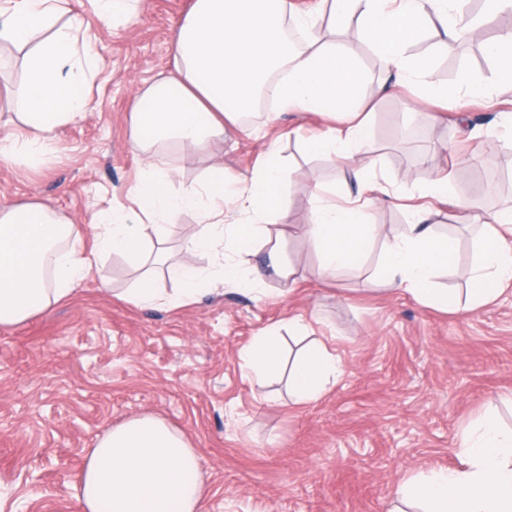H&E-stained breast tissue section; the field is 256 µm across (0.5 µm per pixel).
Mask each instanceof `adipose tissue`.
Returning <instances> with one entry per match:
<instances>
[{"label":"adipose tissue","instance_id":"ef3b65f1","mask_svg":"<svg viewBox=\"0 0 512 512\" xmlns=\"http://www.w3.org/2000/svg\"><path fill=\"white\" fill-rule=\"evenodd\" d=\"M321 15L337 32L356 30L382 66L396 67L404 82L425 97L453 100L463 109L473 98H489V88L473 80L451 89L438 81L427 57L410 53L415 36L434 31L436 52L453 50L461 0H320ZM69 0H5L0 5V39L24 50L26 81L17 120L0 124V161L42 162L59 130L84 117L91 106L88 75L97 57L69 30H53L69 10ZM306 30L303 48L288 42L289 27ZM312 18L290 9L288 0H194L174 31L173 71L140 89L130 114L129 144L145 163L133 189L137 207L101 211L94 224H75L39 202H0V327L20 324L67 298L103 255L132 261L139 275L126 301L142 308L166 305L159 275L178 283L176 303L196 301L210 285L231 284L256 291L257 266L242 256L258 255L267 219L280 210L284 166L268 150L250 179L225 180L216 167L202 182L171 188L163 165L173 146L200 149L224 139L252 106L270 74L283 111L343 114L341 128L309 138L307 149L334 165L349 166L363 194L336 203L314 195L311 220L296 225L320 258L321 280L335 278L383 240V273L373 287L400 291L444 310L455 296L437 288V271L453 256L449 239L429 220L432 209L405 203L410 224L398 232L367 220L377 203L404 201L380 186L373 164L370 127L358 119L362 103L374 104L388 92L369 82L344 45L312 36ZM42 41H35V34ZM201 211L203 223L183 237L184 256L171 260L164 224L181 211ZM482 244L473 271L470 309L497 299L512 285V209L481 226ZM94 245L82 249L86 234ZM214 255L197 268L192 259ZM247 377L261 384L280 367V335L269 327L239 355ZM339 360L320 342L297 353L289 371L296 402L319 401L343 375ZM462 466L403 479L401 498L421 503L424 512H512V431L492 417L468 430ZM86 466L72 487L82 512H201L203 457L186 435L150 414L126 420L86 451Z\"/></svg>","mask_w":512,"mask_h":512}]
</instances>
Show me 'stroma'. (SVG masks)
Segmentation results:
<instances>
[{
	"label": "stroma",
	"instance_id": "obj_1",
	"mask_svg": "<svg viewBox=\"0 0 512 512\" xmlns=\"http://www.w3.org/2000/svg\"><path fill=\"white\" fill-rule=\"evenodd\" d=\"M192 2L140 0L130 20L115 24L90 0H70L99 59L88 78L92 108L61 129L40 165L0 163V200L40 201L76 224L133 208L143 172L129 146L134 97L167 70L172 32ZM435 42L425 33L411 51L429 57L438 80L452 88L492 81L495 65L482 50L438 54ZM504 112L512 113L507 88L459 111L396 83L369 117L378 182L417 191L429 177L449 178L433 226L456 260L436 281L461 299L480 243L474 216L512 206V136L498 129ZM330 125L258 106L222 144L170 149L169 173L174 185L189 184L220 162L243 178L276 147L285 221L303 224L313 188L331 201L358 190L346 167L305 149ZM469 125L494 133L473 140ZM281 247L296 281L265 273L260 298L228 286L190 304L140 308L119 297L133 285L131 267L107 258L50 312L0 327V512H79L71 486L87 448L144 413L183 431L203 456L201 512H392L398 480L460 465L461 439L486 410L512 427L511 289L481 309L443 312L372 289L381 243L329 284L301 236L285 235ZM294 317L313 335L283 336V353L314 337L344 366L332 390L303 406L288 396L287 373L259 387L239 359L263 329Z\"/></svg>",
	"mask_w": 512,
	"mask_h": 512
}]
</instances>
